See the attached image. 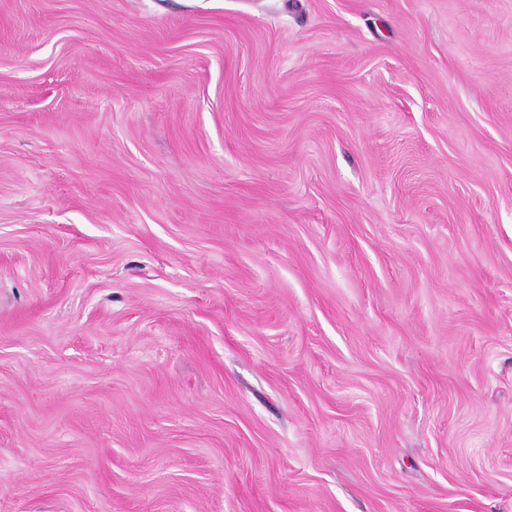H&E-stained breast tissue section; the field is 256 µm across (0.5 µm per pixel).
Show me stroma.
Masks as SVG:
<instances>
[{
  "label": "stroma",
  "mask_w": 512,
  "mask_h": 512,
  "mask_svg": "<svg viewBox=\"0 0 512 512\" xmlns=\"http://www.w3.org/2000/svg\"><path fill=\"white\" fill-rule=\"evenodd\" d=\"M0 512H512V0H0Z\"/></svg>",
  "instance_id": "obj_1"
}]
</instances>
